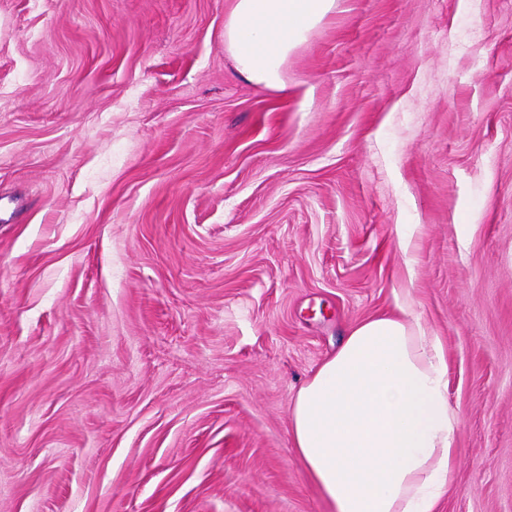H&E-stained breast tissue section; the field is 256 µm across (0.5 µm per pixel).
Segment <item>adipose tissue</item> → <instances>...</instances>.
Wrapping results in <instances>:
<instances>
[{
	"label": "adipose tissue",
	"instance_id": "obj_1",
	"mask_svg": "<svg viewBox=\"0 0 512 512\" xmlns=\"http://www.w3.org/2000/svg\"><path fill=\"white\" fill-rule=\"evenodd\" d=\"M336 0H233L224 47L240 75L283 86L289 54ZM291 435L333 512H437L455 477L460 414L448 401L444 349L410 305L347 333L298 389Z\"/></svg>",
	"mask_w": 512,
	"mask_h": 512
}]
</instances>
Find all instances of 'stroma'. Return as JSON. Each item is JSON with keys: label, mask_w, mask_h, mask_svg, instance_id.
I'll use <instances>...</instances> for the list:
<instances>
[{"label": "stroma", "mask_w": 512, "mask_h": 512, "mask_svg": "<svg viewBox=\"0 0 512 512\" xmlns=\"http://www.w3.org/2000/svg\"><path fill=\"white\" fill-rule=\"evenodd\" d=\"M231 0H0V512H331L289 407L410 303L439 512H512V0H336L285 87Z\"/></svg>", "instance_id": "obj_1"}]
</instances>
